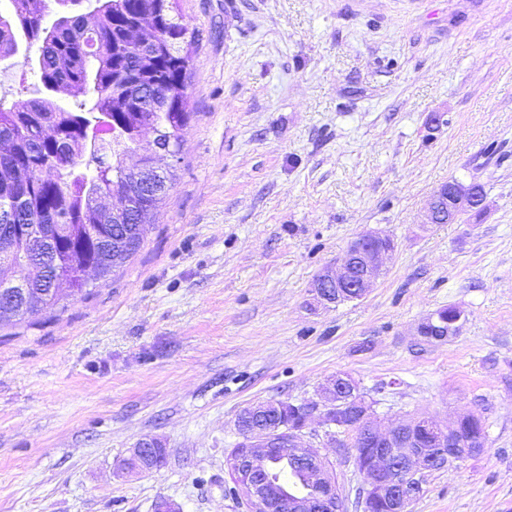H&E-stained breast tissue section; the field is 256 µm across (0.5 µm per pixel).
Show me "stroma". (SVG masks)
<instances>
[{
    "mask_svg": "<svg viewBox=\"0 0 512 512\" xmlns=\"http://www.w3.org/2000/svg\"><path fill=\"white\" fill-rule=\"evenodd\" d=\"M192 117L143 248L63 313L0 324V512H248L238 413L349 374L381 417H484L487 448L411 512H512V0H177ZM481 216L426 224L444 183ZM395 251L363 298L311 285L357 236ZM452 306L458 333L427 343ZM319 447L349 507L352 437ZM154 439L158 470L121 468Z\"/></svg>",
    "mask_w": 512,
    "mask_h": 512,
    "instance_id": "1",
    "label": "stroma"
}]
</instances>
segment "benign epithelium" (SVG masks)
I'll use <instances>...</instances> for the list:
<instances>
[{"label": "benign epithelium", "mask_w": 512, "mask_h": 512, "mask_svg": "<svg viewBox=\"0 0 512 512\" xmlns=\"http://www.w3.org/2000/svg\"><path fill=\"white\" fill-rule=\"evenodd\" d=\"M168 156L172 152L160 145L153 147L149 160L139 158L135 167L136 192L125 204V215L133 217L139 207V196H157L162 193L160 181L163 172L156 165L159 153ZM469 185L448 182L433 194L423 214V223L437 224L445 221L457 222L464 212L475 207ZM15 225L0 226V269L9 266ZM395 249L393 241L379 234L367 233L358 236L353 246L348 248L345 257L336 267H330L321 274L322 282L312 285L313 299L318 305L337 304L345 301L346 288L359 289L358 295H366L379 280L384 266ZM358 390L354 379L345 373H338L321 389L320 400L300 404L299 424L288 432L291 445L305 446L304 430L314 414H319L322 424L329 433H337L343 428L359 430L360 441L369 448L367 457L359 472L364 476L361 498L364 501L377 497L384 501L391 512H408V507L423 491L424 476L435 471L434 458L427 448H415L407 442L399 444L405 432L404 422L398 421L388 426L381 424L373 410V403L361 399L357 409H352L345 401V392ZM467 415L458 416L448 426L441 425L430 417L419 418L414 427L425 429L435 436L436 443L444 447L459 435L461 424ZM278 429L253 431L244 439L246 448L234 449L231 465L228 466L234 490L249 506V512H275L278 505L290 503L295 512H309L313 499L308 493H291L285 488L277 489L273 478L260 481L259 474L268 472V445L276 441ZM150 453V441L145 440L131 450L126 466L129 472H143ZM307 484L328 489L323 497V508L318 512H345V500L338 491L336 477L329 474L320 455L316 454L312 466L306 470Z\"/></svg>", "instance_id": "benign-epithelium-1"}]
</instances>
